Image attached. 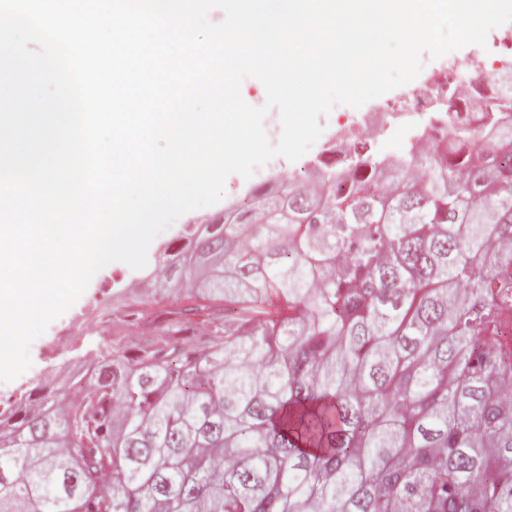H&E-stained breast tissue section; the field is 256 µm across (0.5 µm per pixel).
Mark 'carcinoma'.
I'll list each match as a JSON object with an SVG mask.
<instances>
[{"label": "carcinoma", "instance_id": "1", "mask_svg": "<svg viewBox=\"0 0 512 512\" xmlns=\"http://www.w3.org/2000/svg\"><path fill=\"white\" fill-rule=\"evenodd\" d=\"M416 184L359 159L179 259L166 331L115 343L81 401L23 395L0 512H512V115ZM200 336L170 342L191 321Z\"/></svg>", "mask_w": 512, "mask_h": 512}]
</instances>
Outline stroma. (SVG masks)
<instances>
[{"label": "stroma", "mask_w": 512, "mask_h": 512, "mask_svg": "<svg viewBox=\"0 0 512 512\" xmlns=\"http://www.w3.org/2000/svg\"><path fill=\"white\" fill-rule=\"evenodd\" d=\"M316 155V150L312 149L293 162L283 157L273 158L256 169L247 180L231 175L226 182V196L220 203L182 215L154 239L148 250L146 269L134 270L115 262L100 270L84 294L31 344L30 367L14 380L0 383V401L10 404L26 391L44 388L45 377L49 374L54 377V385L62 386L69 400L79 399L90 381L81 357L84 348L109 341L112 330L124 329L128 324L135 326L141 336L159 335L164 328L167 311L178 303L183 293L180 268H173L171 277L166 281L156 280L148 274L149 269L155 268L163 258L165 251L186 249L198 225L223 223L225 214L240 215L250 211L260 199L280 196L293 174H316ZM93 302L112 310L110 328L102 329L96 337L79 323L80 316ZM64 329L72 332L71 352L54 360L43 358L44 347L54 342Z\"/></svg>", "instance_id": "stroma-1"}]
</instances>
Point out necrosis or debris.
I'll use <instances>...</instances> for the list:
<instances>
[{
    "label": "necrosis or debris",
    "instance_id": "obj_1",
    "mask_svg": "<svg viewBox=\"0 0 512 512\" xmlns=\"http://www.w3.org/2000/svg\"><path fill=\"white\" fill-rule=\"evenodd\" d=\"M492 82L485 67L470 60H452L447 74L432 76L408 97L342 126L331 136L322 155L338 163L340 169H347L370 136L416 123L420 131L408 147L414 159H421L455 139L459 127L477 125L492 104L506 98V91L493 89Z\"/></svg>",
    "mask_w": 512,
    "mask_h": 512
}]
</instances>
